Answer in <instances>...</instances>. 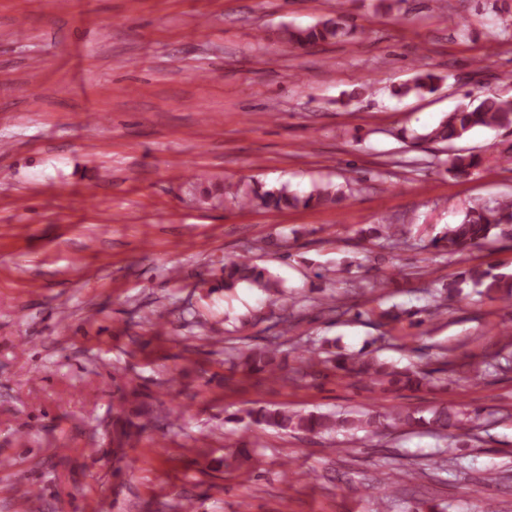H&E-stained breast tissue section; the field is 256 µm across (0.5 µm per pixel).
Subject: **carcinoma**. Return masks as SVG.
Wrapping results in <instances>:
<instances>
[{
	"label": "carcinoma",
	"instance_id": "1",
	"mask_svg": "<svg viewBox=\"0 0 512 512\" xmlns=\"http://www.w3.org/2000/svg\"><path fill=\"white\" fill-rule=\"evenodd\" d=\"M344 33L342 23L335 19H326L308 27L286 26L283 40L293 47H306L336 39ZM443 77L427 71L418 73L411 82L399 86L394 94L405 97L411 94L422 96L438 88ZM476 127L512 128V99L486 97L478 104H463L449 113L437 125L414 135L416 140L431 142H450L461 140ZM481 158L476 154L453 152L448 154V172L463 175L478 167ZM194 190L203 197L217 192L231 198L240 206H258L266 209L283 210L288 208H314L333 206L342 203L345 192L330 183H315L306 193L291 189L287 183L277 188L263 189L255 185L247 192H240L233 184H213L203 175L195 177ZM359 239L372 246L383 243L396 245L404 236L403 225L385 220L383 224H363L357 230ZM512 239V198L498 201L492 205L474 204L466 207L458 222L447 225L444 230L429 239V247L450 255L478 248L499 240ZM482 286L484 293L501 294L506 304L512 303V276L472 266L466 269L460 278L443 285L439 289L430 282L421 289L427 296L423 312L433 319L447 306L448 298L460 296L467 285ZM240 285H247L267 295L268 299L280 305L276 325L280 326L278 335L272 336L262 345L247 347L233 358V366L247 374H266L267 379L277 382L290 379V375L307 377L322 370L334 369L345 374H353L373 389L385 390L391 387H432L434 374L441 369L416 368L398 370L374 358L364 355L348 356L334 353L323 358L316 350L307 346L294 348L297 366L288 368V358L283 351L280 337L288 334L294 327L293 307L299 300L288 294L283 281L268 269L260 267L247 256L224 259V290L231 291ZM113 396L120 412L116 413L113 423L114 454L123 456L133 431L145 427L153 417L142 409L136 401L139 393L128 390L113 380ZM479 410H450L443 406L434 409L430 416H418L413 412L393 409L386 413H367L360 416L338 413L304 412L288 410L283 407H258L245 412L247 423L245 439L249 444L259 443L267 428L277 429L285 434L305 433L312 435L343 434L353 438L357 433L374 432L379 429L417 427L437 436H448L450 431H468L478 419Z\"/></svg>",
	"mask_w": 512,
	"mask_h": 512
}]
</instances>
